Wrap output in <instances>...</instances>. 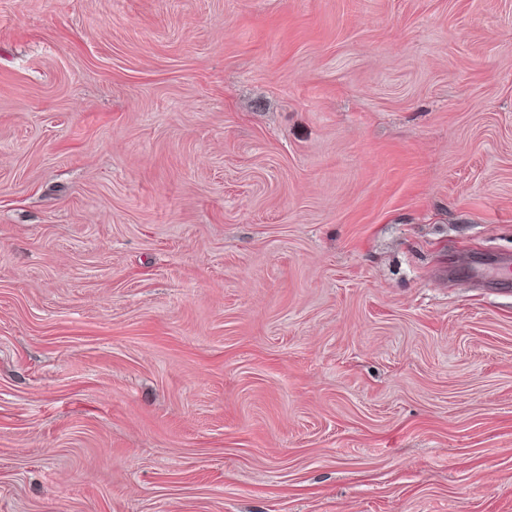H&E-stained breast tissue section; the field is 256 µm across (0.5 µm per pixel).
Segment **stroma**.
Wrapping results in <instances>:
<instances>
[{
	"mask_svg": "<svg viewBox=\"0 0 512 512\" xmlns=\"http://www.w3.org/2000/svg\"><path fill=\"white\" fill-rule=\"evenodd\" d=\"M512 0H0V512H512Z\"/></svg>",
	"mask_w": 512,
	"mask_h": 512,
	"instance_id": "1",
	"label": "stroma"
}]
</instances>
